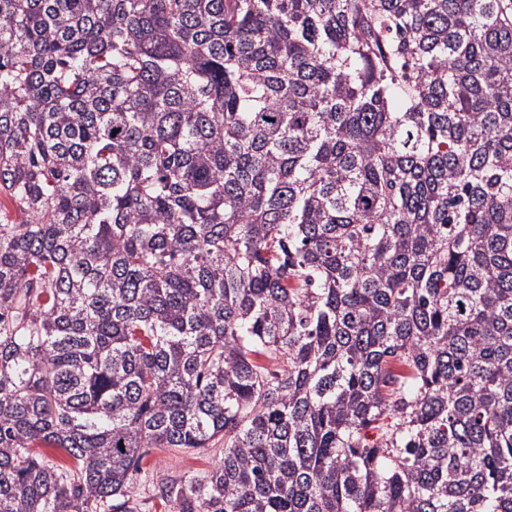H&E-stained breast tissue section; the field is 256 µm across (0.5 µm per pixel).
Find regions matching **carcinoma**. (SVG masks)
<instances>
[{
	"label": "carcinoma",
	"instance_id": "1",
	"mask_svg": "<svg viewBox=\"0 0 512 512\" xmlns=\"http://www.w3.org/2000/svg\"><path fill=\"white\" fill-rule=\"evenodd\" d=\"M2 195L0 512H512V0H0ZM223 442L211 448H151L135 474L134 490L138 512H170V504L156 496L153 486L167 475L203 477L223 454Z\"/></svg>",
	"mask_w": 512,
	"mask_h": 512
}]
</instances>
